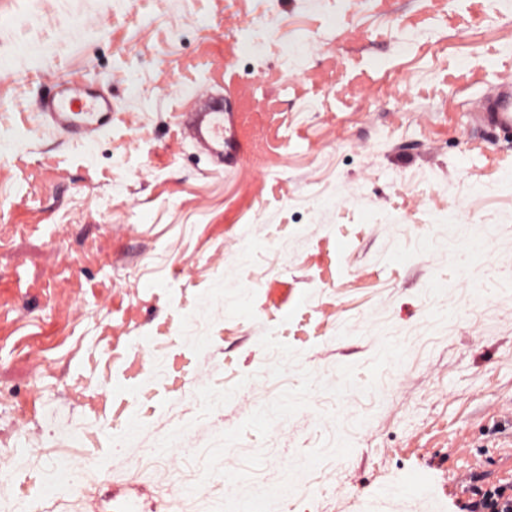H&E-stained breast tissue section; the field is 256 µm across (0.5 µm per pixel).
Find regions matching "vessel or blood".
I'll list each match as a JSON object with an SVG mask.
<instances>
[{
	"label": "vessel or blood",
	"instance_id": "b4317fda",
	"mask_svg": "<svg viewBox=\"0 0 512 512\" xmlns=\"http://www.w3.org/2000/svg\"><path fill=\"white\" fill-rule=\"evenodd\" d=\"M40 110L45 118L64 128H77L91 135L101 131L112 120V102L92 89L64 86L52 98L42 102ZM482 113L489 125L512 128V95L504 100H488ZM181 134L193 142L207 146L212 158L228 163L242 161L244 147L234 131L231 111L216 100L195 102L178 115Z\"/></svg>",
	"mask_w": 512,
	"mask_h": 512
}]
</instances>
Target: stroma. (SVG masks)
I'll list each match as a JSON object with an SVG mask.
<instances>
[{
    "mask_svg": "<svg viewBox=\"0 0 512 512\" xmlns=\"http://www.w3.org/2000/svg\"><path fill=\"white\" fill-rule=\"evenodd\" d=\"M507 70L512 0H0V512H84L63 460L112 512H463L512 461ZM87 80L105 133L42 118ZM482 114L493 127L512 128V94L506 100H486ZM181 135L207 146L208 155L225 163L241 162L244 147L234 131L233 112L224 110L215 99L195 102L178 114Z\"/></svg>",
    "mask_w": 512,
    "mask_h": 512,
    "instance_id": "35a3bbf8",
    "label": "stroma"
}]
</instances>
